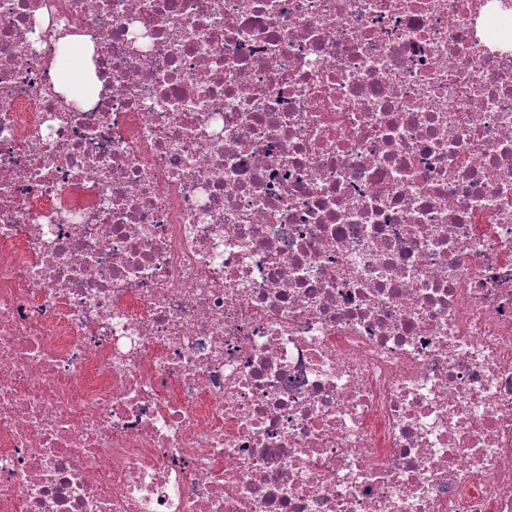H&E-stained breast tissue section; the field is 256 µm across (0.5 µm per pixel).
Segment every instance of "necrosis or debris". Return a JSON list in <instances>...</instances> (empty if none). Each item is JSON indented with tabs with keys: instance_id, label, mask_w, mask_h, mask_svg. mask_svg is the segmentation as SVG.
Returning <instances> with one entry per match:
<instances>
[{
	"instance_id": "1",
	"label": "necrosis or debris",
	"mask_w": 512,
	"mask_h": 512,
	"mask_svg": "<svg viewBox=\"0 0 512 512\" xmlns=\"http://www.w3.org/2000/svg\"><path fill=\"white\" fill-rule=\"evenodd\" d=\"M0 512H512V0H0ZM62 44H71L73 49V55L77 60V68L72 74L62 72L60 64H57L52 69V75L54 78L55 90L65 94V96L71 100L72 93L78 87H81L83 81V69H82V58L84 53V46L81 43L72 41V37L67 36L60 39Z\"/></svg>"
}]
</instances>
